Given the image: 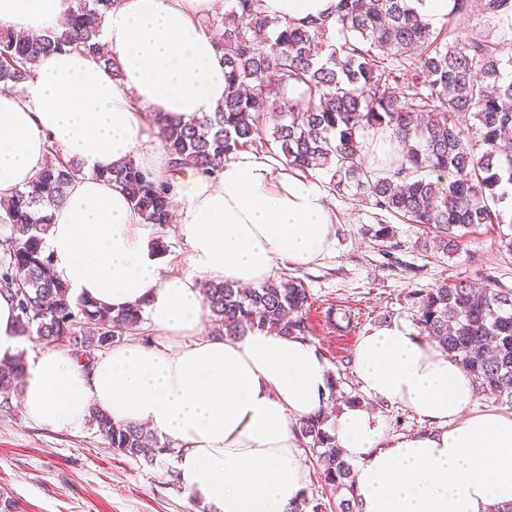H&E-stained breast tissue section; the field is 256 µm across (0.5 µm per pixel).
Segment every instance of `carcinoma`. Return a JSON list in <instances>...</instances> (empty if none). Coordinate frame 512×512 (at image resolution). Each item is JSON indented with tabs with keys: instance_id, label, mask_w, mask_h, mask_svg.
Returning <instances> with one entry per match:
<instances>
[{
	"instance_id": "cac0c4a2",
	"label": "carcinoma",
	"mask_w": 512,
	"mask_h": 512,
	"mask_svg": "<svg viewBox=\"0 0 512 512\" xmlns=\"http://www.w3.org/2000/svg\"><path fill=\"white\" fill-rule=\"evenodd\" d=\"M223 15L205 24L221 29L225 59L224 102L193 124L157 118L171 166L191 165L204 175L224 168L242 150L271 154L347 198L361 196L376 209L428 229L446 252L483 224H512L498 205L503 184L512 185V41L469 29L471 0H453L446 25L455 36L441 44L432 23L412 0H338L330 15L298 23L271 17L262 0H228ZM115 0H76L61 31L36 38L0 31V84L32 79L41 58L66 48L100 55L101 22ZM493 18L512 21V0H482ZM304 95L284 99L290 84ZM285 113L264 138L259 109ZM74 161L53 151L30 189L0 199V224L10 234L0 252V293L17 311L26 339L70 348L77 359H95L125 336L140 331L143 310L116 315L73 300L54 278L44 248L52 211L80 173ZM102 176L127 190L148 224L171 221V186L152 180L132 160ZM310 294L284 276L259 288L212 283L205 307L218 336L271 329L307 338ZM420 334L429 337L474 377L496 402L512 405V289L493 283L475 288L464 279L413 291ZM25 363L0 362V411ZM112 451L153 459L173 451L170 443L134 425H122L99 409L90 413ZM328 415L299 423L298 432L316 457L320 478L348 495L338 512H357L351 465L328 431Z\"/></svg>"
}]
</instances>
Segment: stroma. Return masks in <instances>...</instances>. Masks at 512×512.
Here are the masks:
<instances>
[{"instance_id":"stroma-1","label":"stroma","mask_w":512,"mask_h":512,"mask_svg":"<svg viewBox=\"0 0 512 512\" xmlns=\"http://www.w3.org/2000/svg\"><path fill=\"white\" fill-rule=\"evenodd\" d=\"M328 201L336 215L331 252L310 268L280 263L275 274L291 272L309 291L308 340L338 377L355 381L353 351L362 336L394 323L415 326L412 290L457 277L512 289V255L499 250L500 225L476 228L447 255L422 226L382 216L358 199L332 194ZM381 219L393 227L392 242L370 233ZM152 242L168 271H187L189 249L173 225L154 226ZM348 311L354 323H347ZM0 492L19 512H211L186 500L172 454L135 460L113 453L91 424L76 431L35 425L16 395L0 412Z\"/></svg>"}]
</instances>
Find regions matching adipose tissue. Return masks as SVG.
Instances as JSON below:
<instances>
[{"mask_svg":"<svg viewBox=\"0 0 512 512\" xmlns=\"http://www.w3.org/2000/svg\"><path fill=\"white\" fill-rule=\"evenodd\" d=\"M336 0H262L297 22ZM215 0H118L100 39L117 63L67 50L41 60L21 88H0V198L24 189L51 149L81 173L45 237L56 277L73 298L119 311L141 306L173 350L129 342L90 366L63 350L32 355L21 397L26 417L78 429L90 408L153 431L179 449L189 500L216 512H287L307 478L295 430L326 407L332 374L308 340L273 331L203 334L204 284L258 287L280 262L304 268L334 243L325 194L286 165L246 153L219 174L171 172L155 114L191 122L224 100V53L203 26ZM74 0H0V29L62 30ZM132 159L171 180L186 272L169 274L152 228L104 170ZM354 365L361 393L402 405L432 431L386 436L365 405L346 406L329 433L354 467L359 512H489L512 505V411H474L473 376L406 324L363 336Z\"/></svg>","mask_w":512,"mask_h":512,"instance_id":"1","label":"adipose tissue"}]
</instances>
